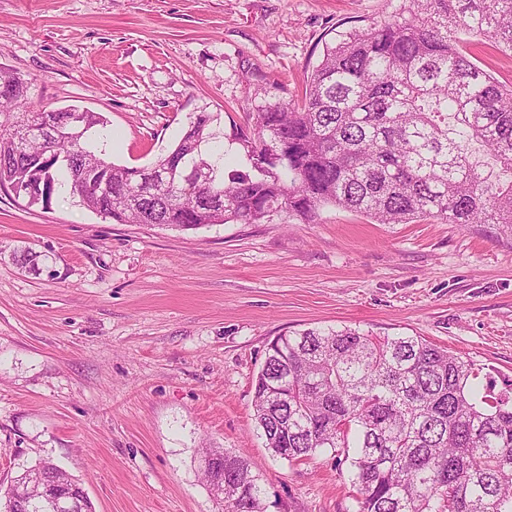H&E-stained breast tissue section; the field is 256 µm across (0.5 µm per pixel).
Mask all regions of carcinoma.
<instances>
[{"mask_svg": "<svg viewBox=\"0 0 512 512\" xmlns=\"http://www.w3.org/2000/svg\"><path fill=\"white\" fill-rule=\"evenodd\" d=\"M407 17L326 47L304 97L259 108L238 131L250 170L225 173L221 118L200 112L152 164L167 188L96 144L79 125L31 110L30 82L0 66V189L51 205L65 183L79 205L120 224L199 229L311 223L332 205L378 224L434 219L512 234V86L460 46L487 37L512 54V0H406ZM52 122L19 147L23 124ZM98 162L97 180L85 182ZM265 447L288 461L325 450L349 462L356 512H512V383L482 386L472 364L420 336L311 328L275 338L254 382ZM48 478L76 485L51 459ZM222 512H267L262 477L224 451Z\"/></svg>", "mask_w": 512, "mask_h": 512, "instance_id": "1", "label": "carcinoma"}]
</instances>
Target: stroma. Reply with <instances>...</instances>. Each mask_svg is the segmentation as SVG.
Wrapping results in <instances>:
<instances>
[{
	"mask_svg": "<svg viewBox=\"0 0 512 512\" xmlns=\"http://www.w3.org/2000/svg\"><path fill=\"white\" fill-rule=\"evenodd\" d=\"M403 0H0V65L32 109L106 121L114 163L148 166L196 114L225 134L247 105L293 104L326 44ZM0 482L41 458L95 512H218L202 448L262 475L269 512H354L334 452L265 447L253 382L291 331L408 334L512 383V238L494 224H376L337 207L310 224L197 230L119 224L58 186L49 208L0 198ZM38 255L37 270L12 252Z\"/></svg>",
	"mask_w": 512,
	"mask_h": 512,
	"instance_id": "obj_1",
	"label": "stroma"
}]
</instances>
